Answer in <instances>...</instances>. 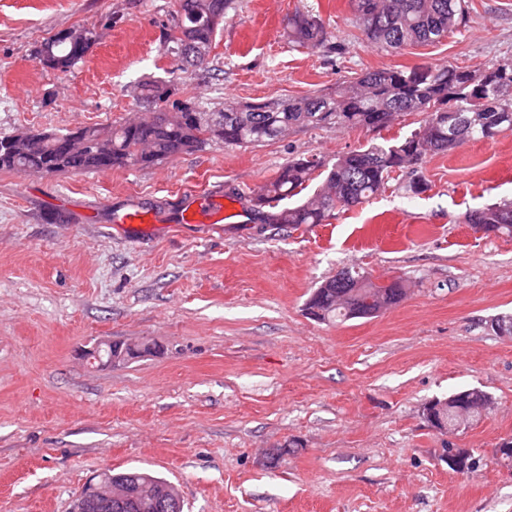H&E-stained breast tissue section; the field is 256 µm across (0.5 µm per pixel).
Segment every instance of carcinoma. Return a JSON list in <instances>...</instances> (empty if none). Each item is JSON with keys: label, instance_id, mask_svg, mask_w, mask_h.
Masks as SVG:
<instances>
[{"label": "carcinoma", "instance_id": "obj_1", "mask_svg": "<svg viewBox=\"0 0 512 512\" xmlns=\"http://www.w3.org/2000/svg\"><path fill=\"white\" fill-rule=\"evenodd\" d=\"M364 39L384 50L440 43L466 25L465 0H350ZM230 0H179L178 10L162 31L165 54L176 61L173 75L207 79L206 56L230 7ZM288 43L339 54L322 20L309 13L288 17ZM92 27L61 31L41 44V63L66 71L82 61L95 44ZM489 83L467 84L465 68L418 66L366 71L336 87V92L285 101L226 107L203 122V108L184 104L175 112L159 108L157 82L138 85L143 112L110 127H86L77 133H33L28 144L11 150L12 136L0 138V170L26 173H84L130 165H150L193 151L208 142L248 147L278 140L294 128L336 126L376 131L404 112H423V123L396 144L370 143L331 164L317 157L295 158L256 196L262 224L299 227L325 224L341 208L369 201L386 190L393 174L419 165L429 154H444L471 140L493 139L512 131V69L484 68ZM320 172L312 195L301 192ZM485 233L512 237V202L495 203L466 215ZM406 283L396 278L376 283L349 267L337 271L311 293L309 315L329 323L369 318L403 299ZM112 481L135 490L151 473L130 468L111 472Z\"/></svg>", "mask_w": 512, "mask_h": 512}]
</instances>
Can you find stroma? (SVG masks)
I'll list each match as a JSON object with an SVG mask.
<instances>
[{"label":"stroma","instance_id":"1","mask_svg":"<svg viewBox=\"0 0 512 512\" xmlns=\"http://www.w3.org/2000/svg\"><path fill=\"white\" fill-rule=\"evenodd\" d=\"M466 3L447 40L386 52L349 0H232L205 83L165 73L160 32L178 0H0V135L124 121L147 79L166 82L165 109L218 112L328 93L367 69L512 58V0ZM297 10L320 16L343 54L292 49L283 28ZM78 26L98 35L85 58L44 67L43 41ZM423 119L211 142L106 172L0 171V512H70L93 477L126 468L176 484L184 512H512V468L494 458L512 438V336L490 327L512 315V239L465 221L512 200V132L426 156L327 224L251 211L288 159L394 143ZM130 208L148 223H113ZM188 210L219 221L183 223ZM343 267L403 277L407 295L369 319L312 318V289ZM103 340L158 349L91 368L83 352ZM474 387L491 396L479 421L428 425V402ZM451 444L484 466L454 472Z\"/></svg>","mask_w":512,"mask_h":512}]
</instances>
